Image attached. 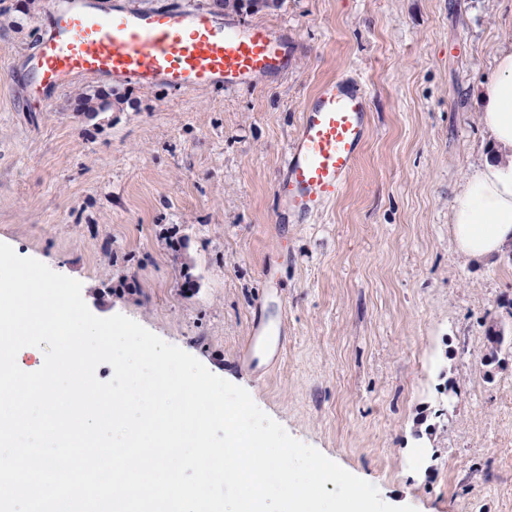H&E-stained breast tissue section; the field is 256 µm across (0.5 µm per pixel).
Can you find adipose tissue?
Returning a JSON list of instances; mask_svg holds the SVG:
<instances>
[{
	"label": "adipose tissue",
	"instance_id": "ef3b65f1",
	"mask_svg": "<svg viewBox=\"0 0 512 512\" xmlns=\"http://www.w3.org/2000/svg\"><path fill=\"white\" fill-rule=\"evenodd\" d=\"M480 118L492 150L460 187L450 219L456 251L478 262L512 250V42L498 47Z\"/></svg>",
	"mask_w": 512,
	"mask_h": 512
}]
</instances>
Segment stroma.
<instances>
[{"label": "stroma", "mask_w": 512, "mask_h": 512, "mask_svg": "<svg viewBox=\"0 0 512 512\" xmlns=\"http://www.w3.org/2000/svg\"><path fill=\"white\" fill-rule=\"evenodd\" d=\"M46 3L0 0V60L33 53ZM510 16L512 0H283L249 19L287 26L288 72L232 93L128 85L92 120L75 97L99 80L40 112L0 72V242L247 389L386 503L512 512V349L485 362L490 322L512 337V251L464 262L448 224L489 151L482 85ZM339 77L369 88L368 141L321 218L275 223L284 146ZM272 287L288 334L257 375L235 354Z\"/></svg>", "instance_id": "35a3bbf8"}]
</instances>
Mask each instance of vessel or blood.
Wrapping results in <instances>:
<instances>
[{"mask_svg":"<svg viewBox=\"0 0 512 512\" xmlns=\"http://www.w3.org/2000/svg\"><path fill=\"white\" fill-rule=\"evenodd\" d=\"M47 30L27 61V104L49 109L66 81L89 77L175 91L236 92L288 70L295 53L287 28L243 23L199 7L141 9L115 0H49ZM369 136L367 92L353 79L328 80L307 103L282 155L276 223L309 224L343 189ZM286 320L261 305L239 351L257 365Z\"/></svg>","mask_w":512,"mask_h":512,"instance_id":"1","label":"vessel or blood"}]
</instances>
